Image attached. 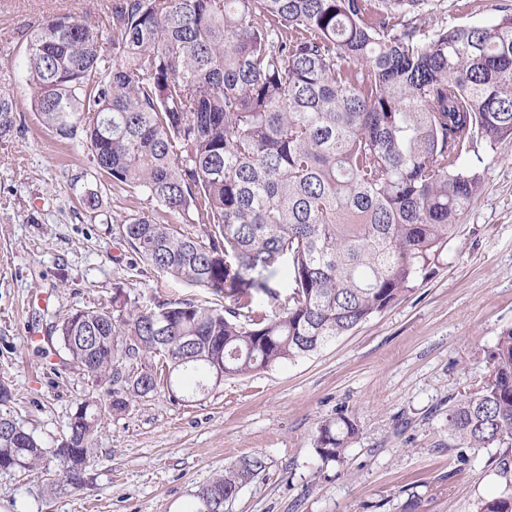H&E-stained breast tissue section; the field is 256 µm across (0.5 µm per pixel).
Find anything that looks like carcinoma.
<instances>
[{
  "label": "carcinoma",
  "mask_w": 512,
  "mask_h": 512,
  "mask_svg": "<svg viewBox=\"0 0 512 512\" xmlns=\"http://www.w3.org/2000/svg\"><path fill=\"white\" fill-rule=\"evenodd\" d=\"M109 26L110 49L69 15L36 26L22 62L31 108L96 176L190 225L112 217L139 257L228 304L143 309L118 288L112 310L59 320L58 366L109 398L78 403L51 447L3 410L0 382V473L50 456L60 493L84 488L105 420L157 393L158 372L188 402L221 375L308 357L413 291L483 191L466 159L512 139V13L455 25L434 0H112ZM15 112L1 89V140ZM448 430L468 448L512 442V328ZM356 431L345 414L322 422L317 454L341 461ZM265 468L242 458L190 512H224ZM496 472L502 490L476 512H512L511 453Z\"/></svg>",
  "instance_id": "1"
}]
</instances>
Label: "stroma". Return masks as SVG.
<instances>
[{
    "label": "stroma",
    "instance_id": "stroma-1",
    "mask_svg": "<svg viewBox=\"0 0 512 512\" xmlns=\"http://www.w3.org/2000/svg\"><path fill=\"white\" fill-rule=\"evenodd\" d=\"M112 0H0V88L21 128L0 141V380L11 414L35 437H63L76 403L102 396L82 372H56L47 343L56 320L108 308L120 287L141 306L211 300L208 290L153 270L116 232L89 220L80 197L108 214L151 213L94 176L82 152L53 138L32 112L20 72L25 38L67 14L108 31ZM454 24L512 12V0H443ZM468 166L484 191L464 214L432 274L410 294L317 353L228 378L192 402L157 393L109 419L85 488L55 494V461L0 474V512H187L225 468L260 455L266 469L224 512H474L501 490L500 448H465L448 408L487 374L499 333L512 327V139L479 144ZM354 416L342 462L315 450L320 424Z\"/></svg>",
    "mask_w": 512,
    "mask_h": 512
}]
</instances>
